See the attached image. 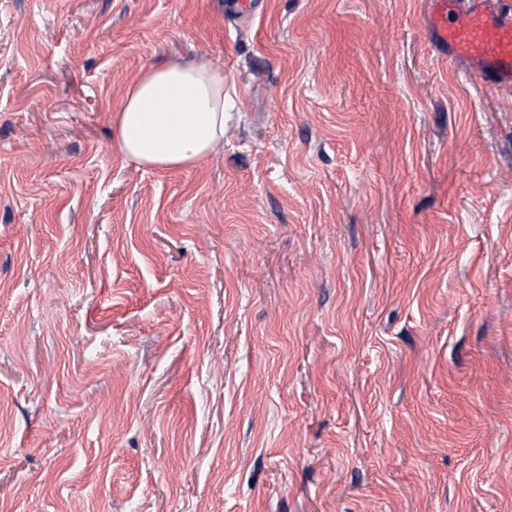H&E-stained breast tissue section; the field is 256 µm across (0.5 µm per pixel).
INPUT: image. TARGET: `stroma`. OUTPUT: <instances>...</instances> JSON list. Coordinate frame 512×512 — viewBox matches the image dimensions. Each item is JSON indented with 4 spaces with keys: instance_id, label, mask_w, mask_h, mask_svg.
<instances>
[{
    "instance_id": "stroma-1",
    "label": "stroma",
    "mask_w": 512,
    "mask_h": 512,
    "mask_svg": "<svg viewBox=\"0 0 512 512\" xmlns=\"http://www.w3.org/2000/svg\"><path fill=\"white\" fill-rule=\"evenodd\" d=\"M0 0V512H512V88L425 0ZM224 69L147 168L143 67ZM120 154L141 165H194L224 140V70L169 60L150 65L114 118Z\"/></svg>"
}]
</instances>
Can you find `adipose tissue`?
<instances>
[{
    "label": "adipose tissue",
    "instance_id": "obj_1",
    "mask_svg": "<svg viewBox=\"0 0 512 512\" xmlns=\"http://www.w3.org/2000/svg\"><path fill=\"white\" fill-rule=\"evenodd\" d=\"M120 154L141 165L178 169L224 138V71L170 60L144 68L114 118Z\"/></svg>",
    "mask_w": 512,
    "mask_h": 512
}]
</instances>
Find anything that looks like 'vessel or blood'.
<instances>
[{
	"label": "vessel or blood",
	"instance_id": "vessel-or-blood-1",
	"mask_svg": "<svg viewBox=\"0 0 512 512\" xmlns=\"http://www.w3.org/2000/svg\"><path fill=\"white\" fill-rule=\"evenodd\" d=\"M428 24L465 80L512 86V0H428Z\"/></svg>",
	"mask_w": 512,
	"mask_h": 512
}]
</instances>
